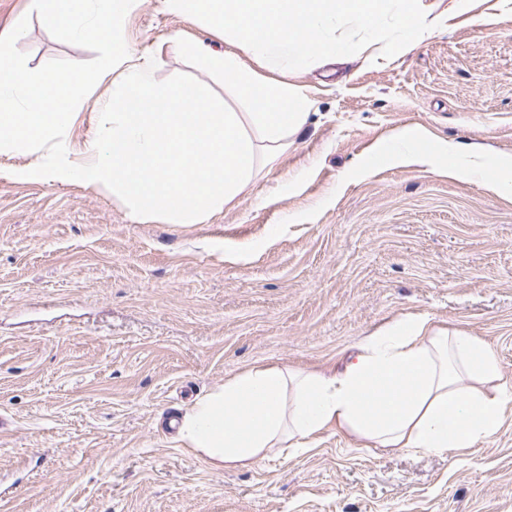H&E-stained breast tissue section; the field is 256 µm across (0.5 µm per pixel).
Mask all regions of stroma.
Segmentation results:
<instances>
[{"label": "stroma", "instance_id": "obj_1", "mask_svg": "<svg viewBox=\"0 0 512 512\" xmlns=\"http://www.w3.org/2000/svg\"><path fill=\"white\" fill-rule=\"evenodd\" d=\"M422 2L448 27L393 60L283 73L312 102L306 125L207 223H141L108 192L19 176L26 157L0 154V512H512V406L493 439L442 456L328 431L304 453L216 468L169 427L252 366L330 373L410 315L483 338L512 383V190L376 152L405 127L481 147L493 168L512 158V13ZM29 19V63L94 59ZM175 32L217 43L158 0L124 19L158 80L209 82L170 53Z\"/></svg>", "mask_w": 512, "mask_h": 512}]
</instances>
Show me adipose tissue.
Returning a JSON list of instances; mask_svg holds the SVG:
<instances>
[{
  "label": "adipose tissue",
  "instance_id": "adipose-tissue-1",
  "mask_svg": "<svg viewBox=\"0 0 512 512\" xmlns=\"http://www.w3.org/2000/svg\"><path fill=\"white\" fill-rule=\"evenodd\" d=\"M387 149L396 165L417 164L481 181L499 192L512 159L490 175L481 148L418 146L397 130ZM497 353L460 330H431L410 317L362 338L331 374L256 365L198 399L181 417L179 438L215 467L246 465L274 449L300 452L329 429L376 448L441 455L498 434L506 405Z\"/></svg>",
  "mask_w": 512,
  "mask_h": 512
}]
</instances>
